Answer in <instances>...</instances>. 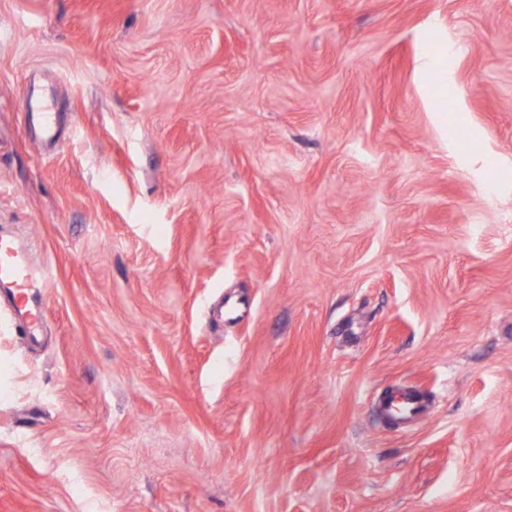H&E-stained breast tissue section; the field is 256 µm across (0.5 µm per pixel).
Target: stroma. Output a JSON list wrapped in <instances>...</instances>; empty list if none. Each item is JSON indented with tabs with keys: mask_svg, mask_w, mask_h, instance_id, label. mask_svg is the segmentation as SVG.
Masks as SVG:
<instances>
[{
	"mask_svg": "<svg viewBox=\"0 0 512 512\" xmlns=\"http://www.w3.org/2000/svg\"><path fill=\"white\" fill-rule=\"evenodd\" d=\"M0 233V512H512V0H0ZM27 113L38 133L39 141L49 140L54 136L56 117L40 100L30 101ZM32 281L33 267L29 262L28 253L18 248L11 240L1 238L0 287L12 294L17 303L21 304L31 336H35L44 313L41 309L29 307L28 295L25 290L31 287Z\"/></svg>",
	"mask_w": 512,
	"mask_h": 512,
	"instance_id": "stroma-1",
	"label": "stroma"
}]
</instances>
